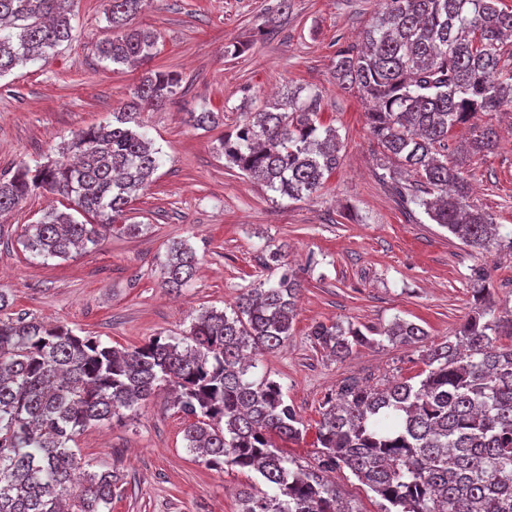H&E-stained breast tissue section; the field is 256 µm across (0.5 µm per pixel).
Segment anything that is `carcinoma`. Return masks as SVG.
<instances>
[{"mask_svg": "<svg viewBox=\"0 0 512 512\" xmlns=\"http://www.w3.org/2000/svg\"><path fill=\"white\" fill-rule=\"evenodd\" d=\"M69 0H0V76L27 61H47L72 39ZM120 34L98 42L102 61L145 66L159 33L132 25L143 0H107ZM363 46L336 54V84L373 101L366 113L382 153L417 175L395 187L405 205L482 254L506 243L512 227L467 204L462 166L448 165L451 132L480 112L512 102V64L501 48L512 36V10L500 0H384ZM173 72L148 70L112 121L71 131L66 154L34 168L0 174V213L40 192L59 194L79 221L49 211L27 224L26 250L67 259L110 234L137 236L129 205L160 165L141 119L176 94ZM197 129L224 113H188ZM496 147L482 131L474 153ZM224 160L269 190L300 200L325 187L340 164L336 129L319 121L315 95L288 92L271 109L246 118L220 142ZM198 258L174 241L162 264V286L180 290ZM486 275L472 280L477 307L456 341L432 344L416 383L383 388L345 380L327 399L317 428L321 469H348L389 504L385 512H512V314L485 306ZM298 280L283 273L240 295L231 312L207 309L186 335L156 336L134 348L78 336L65 325L12 315L0 293V512H110L115 475L91 472L70 446L86 428L125 417L164 390L191 422L186 448L212 469L256 471L265 488L241 491L242 512H351L339 509L335 486L317 472L289 467L279 443L302 436L301 420L279 382L249 375L255 357L280 347L296 317ZM392 342L421 343L427 332L396 321L381 332ZM328 355L343 359L377 343L360 328L319 323L311 331Z\"/></svg>", "mask_w": 512, "mask_h": 512, "instance_id": "1", "label": "carcinoma"}]
</instances>
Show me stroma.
<instances>
[{"label":"stroma","mask_w":512,"mask_h":512,"mask_svg":"<svg viewBox=\"0 0 512 512\" xmlns=\"http://www.w3.org/2000/svg\"><path fill=\"white\" fill-rule=\"evenodd\" d=\"M278 0H144L135 18L161 34L149 68L179 74V93L143 113L149 138L161 151L147 189L131 204L143 225L135 238L110 236L73 257L42 259L24 250L21 228L67 199L36 194L0 214V291L10 311L65 324L80 336L117 347L150 338L180 336L203 310L233 305L278 272L263 264L270 246H282L302 284L297 315L286 343L260 354L258 373L278 381L302 419L303 440L286 443L296 466L319 467L316 423L322 407L349 378L370 384L407 380L422 372V345L381 339L344 360L315 344L319 323L371 328L405 320L428 340L454 339L475 307L470 275L482 267L487 305L512 309V248L471 252L422 207H403L390 185L395 167L380 154L366 124L367 100L341 90L334 78L340 49L357 42L382 0H291L275 29L257 27ZM106 0H74V41L48 61H30L0 77V171L18 162H46L71 130L111 121L129 100L144 70L98 59L91 50L111 38ZM246 44L244 53L227 46ZM300 88L320 97V120L335 127L341 160L317 195L299 201L267 190L227 167L219 140L246 114ZM223 113V126L203 131L191 112ZM493 129L497 146L463 167L471 206L512 225V104L483 112L449 139L458 145L474 131ZM183 239L199 265L187 288L161 286L170 243ZM186 420L165 395H157L119 421L86 429L75 446L95 471L118 476L111 512H241L239 493L260 484L256 472L214 470L186 448ZM329 478L352 512H385L386 503L349 470Z\"/></svg>","instance_id":"1"}]
</instances>
